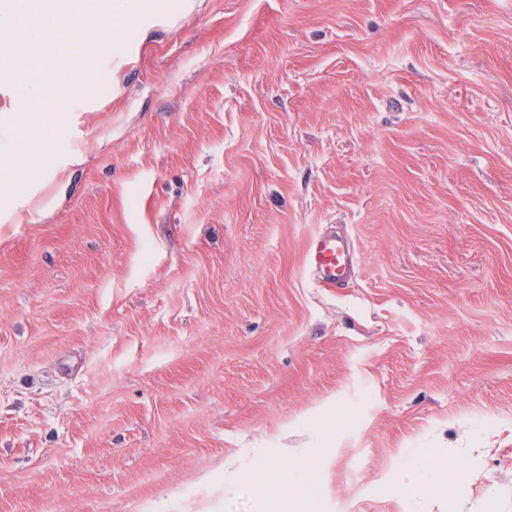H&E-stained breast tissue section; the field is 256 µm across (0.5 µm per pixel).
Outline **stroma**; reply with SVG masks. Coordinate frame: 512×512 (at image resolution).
Instances as JSON below:
<instances>
[{"instance_id": "35a3bbf8", "label": "stroma", "mask_w": 512, "mask_h": 512, "mask_svg": "<svg viewBox=\"0 0 512 512\" xmlns=\"http://www.w3.org/2000/svg\"><path fill=\"white\" fill-rule=\"evenodd\" d=\"M99 59L0 224V512H512V0H196ZM344 235L345 288L309 238ZM466 452L455 505L400 450ZM307 265L323 288H341L352 277V262L345 239L323 233L308 242ZM312 459L271 463L258 455L251 468L245 473V482L252 485L259 494V508L256 512H317L316 500L319 490L311 477ZM277 487L279 495L268 493L270 487Z\"/></svg>"}]
</instances>
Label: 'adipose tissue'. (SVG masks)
Returning a JSON list of instances; mask_svg holds the SVG:
<instances>
[{"label": "adipose tissue", "instance_id": "ef3b65f1", "mask_svg": "<svg viewBox=\"0 0 512 512\" xmlns=\"http://www.w3.org/2000/svg\"><path fill=\"white\" fill-rule=\"evenodd\" d=\"M401 456L407 468L420 477L419 482L404 487L403 493L408 497L433 494L450 501L455 491L472 479L470 462L464 455L448 463L431 449L406 448ZM311 470L312 462L308 459L271 463L260 455L244 479L257 490L263 512H311L319 497Z\"/></svg>", "mask_w": 512, "mask_h": 512}]
</instances>
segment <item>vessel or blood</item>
<instances>
[{
    "label": "vessel or blood",
    "mask_w": 512,
    "mask_h": 512,
    "mask_svg": "<svg viewBox=\"0 0 512 512\" xmlns=\"http://www.w3.org/2000/svg\"><path fill=\"white\" fill-rule=\"evenodd\" d=\"M307 265L323 288L343 287L352 276V262L345 239L330 233L314 236L308 243Z\"/></svg>",
    "instance_id": "vessel-or-blood-1"
}]
</instances>
